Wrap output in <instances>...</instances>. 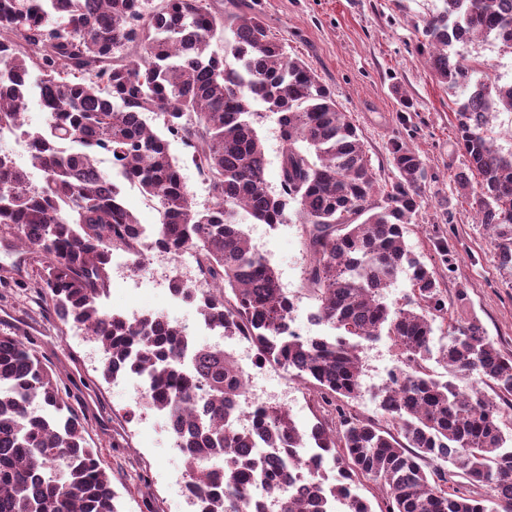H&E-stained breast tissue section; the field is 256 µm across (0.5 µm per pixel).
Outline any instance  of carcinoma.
Segmentation results:
<instances>
[{"label": "carcinoma", "mask_w": 512, "mask_h": 512, "mask_svg": "<svg viewBox=\"0 0 512 512\" xmlns=\"http://www.w3.org/2000/svg\"><path fill=\"white\" fill-rule=\"evenodd\" d=\"M0 0V130L20 133L30 172L0 152V224L16 245L47 259L37 287L58 318L82 326L105 353L103 376L150 379L147 400L185 430L177 435L194 512H264L253 486L275 488L311 441L314 459L333 463L335 483L309 472L302 497L282 494L277 512H372L352 493L366 480L386 512H512V356L482 323H448L446 289L405 245L404 225L423 206L425 165L395 140L392 177L380 188L357 132L329 88L274 37L253 8L209 0ZM423 21L436 80L454 101L457 144L466 158L455 176L463 197L492 229L498 263L512 269V151L489 133V117L512 112V82L463 61L455 46L480 37L512 49V0H443ZM223 41V54L211 50ZM37 98L46 125L30 130L25 110ZM151 113L157 132L145 122ZM277 115L280 190L265 177L257 124ZM179 140L214 202L200 209L171 156ZM117 169L95 173L97 154ZM155 201L158 246L199 250L218 285L172 288L226 336H247L256 353L288 369L334 407L330 421L300 429L272 405L244 422L246 381L222 346L197 345L190 370L179 366L182 331L161 317L128 320L99 303L110 250L137 239L139 222L123 185ZM293 208L312 261L305 281L311 317L333 331L295 336V303L269 260L241 229L242 215L282 224ZM410 290L388 303L399 271ZM387 337L395 371L378 393L386 424L361 419L342 403L362 387L359 352ZM441 363L442 380L430 367ZM475 379L461 391L456 381ZM493 395H488L485 388ZM86 429L34 351L0 336V512H119L117 493L87 447ZM224 470V481L218 480ZM485 490L482 495L479 490Z\"/></svg>", "instance_id": "cac0c4a2"}]
</instances>
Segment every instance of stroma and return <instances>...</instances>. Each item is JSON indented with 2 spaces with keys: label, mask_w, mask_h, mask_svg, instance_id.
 <instances>
[{
  "label": "stroma",
  "mask_w": 512,
  "mask_h": 512,
  "mask_svg": "<svg viewBox=\"0 0 512 512\" xmlns=\"http://www.w3.org/2000/svg\"><path fill=\"white\" fill-rule=\"evenodd\" d=\"M441 8L442 0H257L255 6L350 115L379 183L391 177L393 139L419 153L424 204L405 227V243L446 288L449 317L479 319L512 355V270L499 267L488 228L458 192L454 178L465 158L455 139V96L435 79L417 31ZM243 229L293 297L297 317H304L314 301L305 287L310 254L303 226L248 221ZM13 239V229L0 227V335L22 339L57 379L112 479L120 512H190L176 492L184 461L170 432L157 418L138 422L131 380L103 379L100 345L74 335L35 286L44 256L16 248ZM139 278L129 269L128 288L104 294L102 305L129 319L165 314L200 321L191 306L172 303L167 286L134 290Z\"/></svg>",
  "instance_id": "stroma-1"
}]
</instances>
